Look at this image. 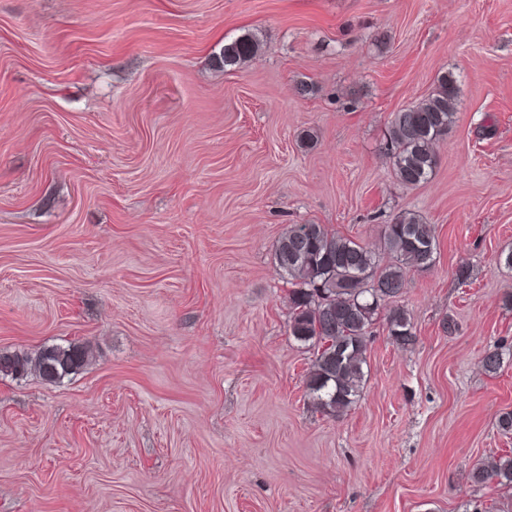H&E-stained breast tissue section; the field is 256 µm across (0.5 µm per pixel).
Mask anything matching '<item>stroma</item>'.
Here are the masks:
<instances>
[{
    "instance_id": "obj_1",
    "label": "stroma",
    "mask_w": 512,
    "mask_h": 512,
    "mask_svg": "<svg viewBox=\"0 0 512 512\" xmlns=\"http://www.w3.org/2000/svg\"><path fill=\"white\" fill-rule=\"evenodd\" d=\"M447 71L454 123L403 187L390 115ZM403 211L438 242L398 300L417 341L377 319L360 400L321 413L276 243ZM509 250L512 0H0V351L93 350L0 377V512H512L471 479L512 456ZM259 47L260 42L255 35L245 34L224 44L217 61L224 70L240 68L257 54ZM90 348L84 343L48 345L34 355L27 352H0V376L20 379L30 371L48 384L61 383L86 365Z\"/></svg>"
}]
</instances>
